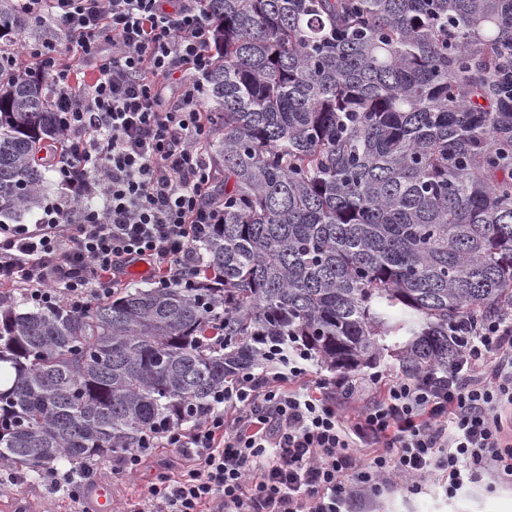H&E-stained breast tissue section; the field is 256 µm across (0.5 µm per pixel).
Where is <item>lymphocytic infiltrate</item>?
<instances>
[{
    "mask_svg": "<svg viewBox=\"0 0 512 512\" xmlns=\"http://www.w3.org/2000/svg\"><path fill=\"white\" fill-rule=\"evenodd\" d=\"M23 2L50 15L92 76L78 80L45 39L0 48V66L36 61L68 142L54 159L62 192L39 224L0 225V286L81 305L138 262L184 282L196 242L221 219L202 202V77L216 62L205 0ZM457 336L445 374L386 383L371 373L383 390L349 421L332 399L342 382L293 389L313 358L292 346L282 369L243 376L206 416L168 429L186 467L161 473L124 512H353L397 482L418 488L438 474L451 497L483 475L511 484L512 311L462 323Z\"/></svg>",
    "mask_w": 512,
    "mask_h": 512,
    "instance_id": "f902f5d3",
    "label": "lymphocytic infiltrate"
}]
</instances>
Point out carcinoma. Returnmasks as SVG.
Segmentation results:
<instances>
[{"mask_svg": "<svg viewBox=\"0 0 512 512\" xmlns=\"http://www.w3.org/2000/svg\"><path fill=\"white\" fill-rule=\"evenodd\" d=\"M219 58L188 285L0 298V464L82 474L303 342L343 373L446 372L452 329L512 310V0H206ZM28 19L0 0V36ZM51 86L0 69V225L66 139Z\"/></svg>", "mask_w": 512, "mask_h": 512, "instance_id": "1", "label": "carcinoma"}]
</instances>
